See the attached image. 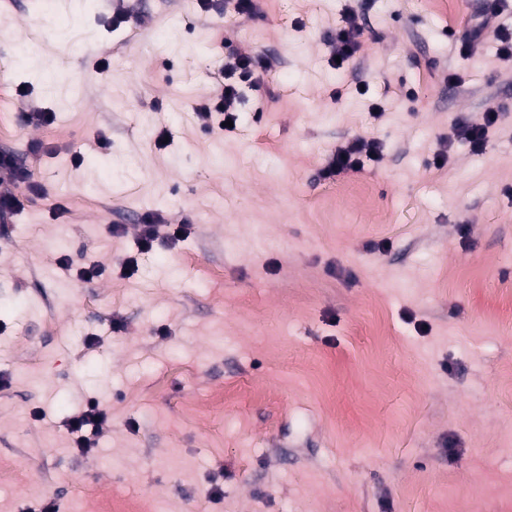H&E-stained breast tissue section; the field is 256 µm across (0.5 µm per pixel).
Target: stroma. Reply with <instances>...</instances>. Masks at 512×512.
Segmentation results:
<instances>
[{
  "label": "stroma",
  "instance_id": "stroma-1",
  "mask_svg": "<svg viewBox=\"0 0 512 512\" xmlns=\"http://www.w3.org/2000/svg\"><path fill=\"white\" fill-rule=\"evenodd\" d=\"M488 6L0 0V154L41 187L0 227V512H512V62L458 44ZM37 25L89 37L25 68ZM244 46L264 84L205 128ZM488 111L472 152L456 126ZM356 137L380 160L324 177ZM149 213L187 236L137 255ZM90 400L111 424L80 455ZM345 25L336 32V53L334 52V62H336V56L341 59L340 63L336 62V66H343L349 58H351L361 47V43L358 40L360 36V30L355 24L353 16L345 18ZM75 452L86 455L96 447L97 438L110 426L108 414L90 400L65 422Z\"/></svg>",
  "mask_w": 512,
  "mask_h": 512
}]
</instances>
